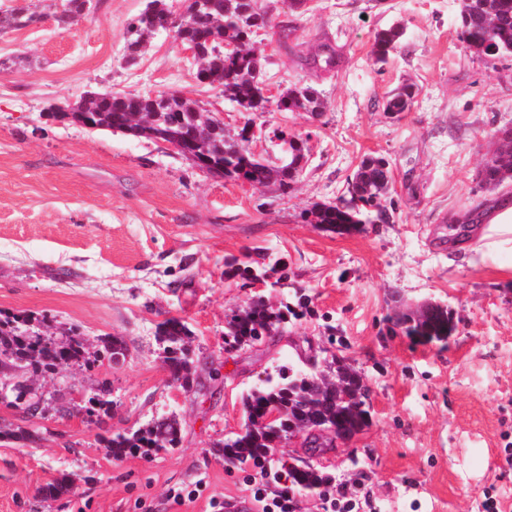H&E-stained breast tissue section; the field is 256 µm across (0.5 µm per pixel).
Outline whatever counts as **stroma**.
<instances>
[{"label": "stroma", "mask_w": 512, "mask_h": 512, "mask_svg": "<svg viewBox=\"0 0 512 512\" xmlns=\"http://www.w3.org/2000/svg\"><path fill=\"white\" fill-rule=\"evenodd\" d=\"M39 15L0 29V312L29 315L51 332L74 327L99 348L120 338L126 356L86 369L60 368L44 396L84 406L109 386L110 413L25 418L0 403V426L38 433L0 440V512H225L250 501L258 470L231 469L212 447L244 424L243 391L279 365L307 367L347 356L370 389L371 424L349 446L310 451L280 443L267 469L308 463L356 494L365 483L375 512H512V256H474L480 225L465 240L450 223L478 203L512 194L481 188L496 134L512 127V57L490 60L459 37V0H311L305 13L266 0L272 23L254 45L274 94L315 88L321 116L269 105L251 114L197 82L192 60L159 34L135 64L125 29L147 0H93L62 28V0H21ZM294 26L285 50L281 25ZM402 26L386 63L372 54L377 31ZM338 68L311 60L321 44ZM409 84L407 112L387 114ZM177 92L224 124L248 129L246 147L271 165L280 140L302 139L305 162L288 192L201 171L168 145L47 117L86 92ZM388 161L386 222L337 234L311 223L336 202L360 161ZM270 265L264 282L240 267ZM262 299L288 304L274 339L227 349L232 315ZM424 299L445 304V341L406 335L395 311ZM188 326L195 384L184 391L163 362L158 326ZM176 414L181 442L152 458H112L113 432ZM71 475L61 493L44 489ZM200 489L184 505L173 494ZM414 98L413 87L402 85L396 88L385 102V111L391 115L406 112L412 105Z\"/></svg>", "instance_id": "stroma-1"}]
</instances>
